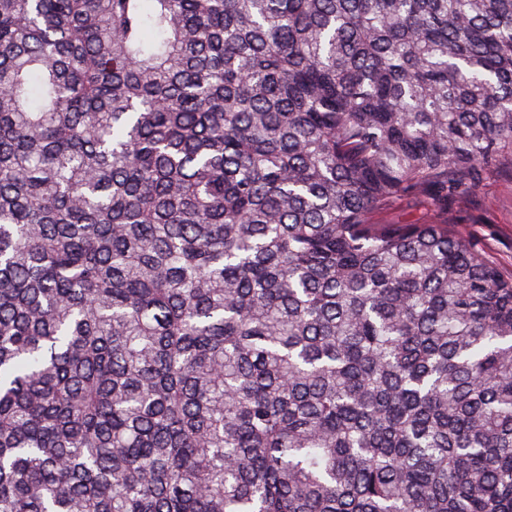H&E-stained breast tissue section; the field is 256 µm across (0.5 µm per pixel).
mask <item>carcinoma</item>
<instances>
[{
  "instance_id": "1",
  "label": "carcinoma",
  "mask_w": 512,
  "mask_h": 512,
  "mask_svg": "<svg viewBox=\"0 0 512 512\" xmlns=\"http://www.w3.org/2000/svg\"><path fill=\"white\" fill-rule=\"evenodd\" d=\"M502 172L512 0H0V512H512ZM461 231L479 242L488 260L504 275L512 274V176L491 177L456 213Z\"/></svg>"
}]
</instances>
